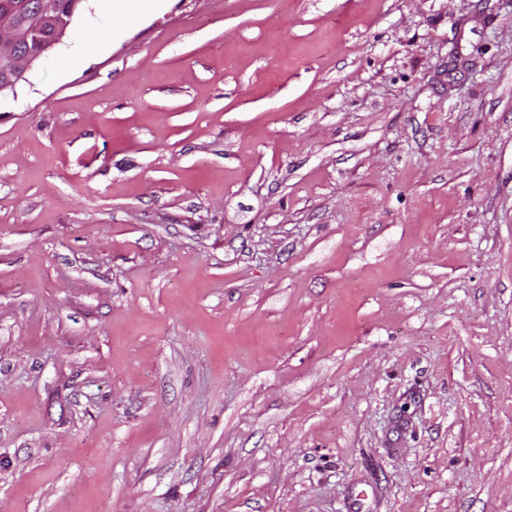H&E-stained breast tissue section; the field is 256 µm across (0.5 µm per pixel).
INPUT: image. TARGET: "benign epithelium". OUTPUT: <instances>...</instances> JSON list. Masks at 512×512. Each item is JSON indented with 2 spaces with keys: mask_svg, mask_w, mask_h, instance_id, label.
<instances>
[{
  "mask_svg": "<svg viewBox=\"0 0 512 512\" xmlns=\"http://www.w3.org/2000/svg\"><path fill=\"white\" fill-rule=\"evenodd\" d=\"M69 21L59 17L56 0L22 2L0 15V92L15 89L41 53L26 50L37 41L50 49L66 34Z\"/></svg>",
  "mask_w": 512,
  "mask_h": 512,
  "instance_id": "obj_1",
  "label": "benign epithelium"
}]
</instances>
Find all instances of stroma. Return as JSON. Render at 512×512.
<instances>
[{"instance_id":"1","label":"stroma","mask_w":512,"mask_h":512,"mask_svg":"<svg viewBox=\"0 0 512 512\" xmlns=\"http://www.w3.org/2000/svg\"><path fill=\"white\" fill-rule=\"evenodd\" d=\"M0 94V512H512V0H157Z\"/></svg>"}]
</instances>
